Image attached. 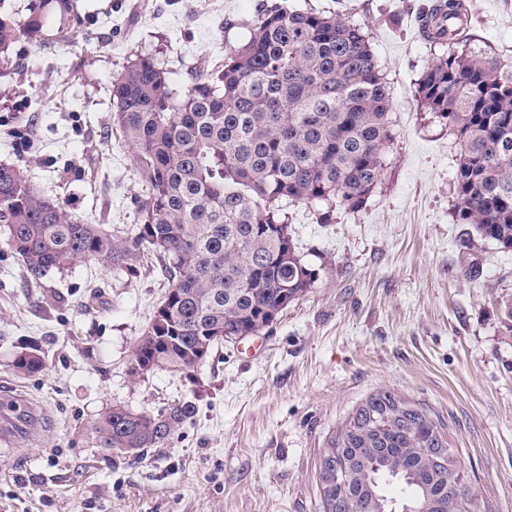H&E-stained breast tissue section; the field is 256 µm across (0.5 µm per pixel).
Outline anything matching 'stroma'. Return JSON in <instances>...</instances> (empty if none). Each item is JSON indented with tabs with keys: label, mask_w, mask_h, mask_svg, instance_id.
I'll use <instances>...</instances> for the list:
<instances>
[{
	"label": "stroma",
	"mask_w": 512,
	"mask_h": 512,
	"mask_svg": "<svg viewBox=\"0 0 512 512\" xmlns=\"http://www.w3.org/2000/svg\"><path fill=\"white\" fill-rule=\"evenodd\" d=\"M52 37L14 44L0 74V164L20 167L72 221L135 223L143 183L114 125L110 93L126 58L155 57L182 89L197 58L224 59L264 0H80ZM364 25L391 87L393 139L365 210L321 224L287 204L314 288L258 335L213 349L189 373H130L132 349L168 282L154 256L118 275L91 260L32 278L0 247V400L32 417L0 432V512H323L319 466L331 434L382 389L440 415L482 512H512V252L469 240L452 207L454 132L416 100L436 49L416 18L433 0H280ZM462 46L512 61V0H467ZM233 21L225 29V21ZM35 343L39 375L13 374ZM193 401L161 448L113 458L92 422L115 404L154 412Z\"/></svg>",
	"instance_id": "35a3bbf8"
}]
</instances>
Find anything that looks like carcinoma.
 Listing matches in <instances>:
<instances>
[{"instance_id": "carcinoma-1", "label": "carcinoma", "mask_w": 512, "mask_h": 512, "mask_svg": "<svg viewBox=\"0 0 512 512\" xmlns=\"http://www.w3.org/2000/svg\"><path fill=\"white\" fill-rule=\"evenodd\" d=\"M80 16L79 0H39L26 11L0 2V68L21 39H46L45 14ZM428 42L447 49L423 71L422 106L456 131L453 212L473 235L512 250V63L458 51L468 23L465 0L423 9ZM114 122L145 185L137 224L121 237L70 220L58 198L19 168L0 164L3 244L39 277L90 259L128 273L153 253L169 282L164 309L136 341L133 362L188 372L215 347L273 324L319 279L289 231L288 200L317 207L320 224L336 210L359 212L382 181L392 140V94L364 27L339 12L263 5L247 41L224 45V63L203 61L181 95L149 55L127 60L112 83ZM44 353H17L11 370L35 376ZM196 413L177 401L157 412L108 407L93 424L97 447L126 457L160 448ZM358 458L347 485H320L324 512L342 490V512H426L442 494L457 512L448 475L427 478L429 448H443L453 482L461 468L446 425L431 409L388 390L362 402L328 441ZM461 482V481H459ZM461 490L472 512L479 492Z\"/></svg>"}]
</instances>
